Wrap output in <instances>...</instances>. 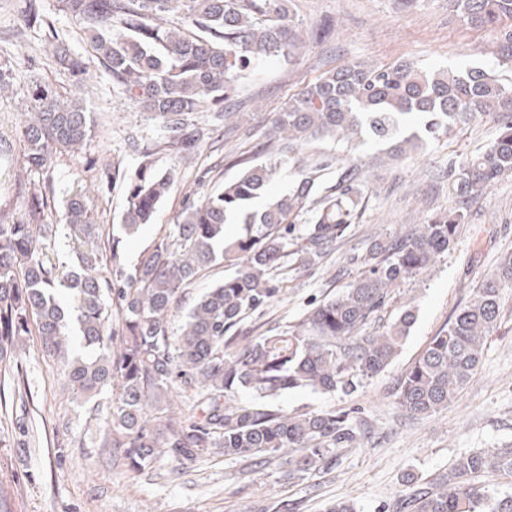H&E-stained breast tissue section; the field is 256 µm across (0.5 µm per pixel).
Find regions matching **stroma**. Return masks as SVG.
<instances>
[{
  "label": "stroma",
  "instance_id": "35a3bbf8",
  "mask_svg": "<svg viewBox=\"0 0 512 512\" xmlns=\"http://www.w3.org/2000/svg\"><path fill=\"white\" fill-rule=\"evenodd\" d=\"M20 5V0H0V50L17 66L12 92L0 93V143L10 148L0 156V220L5 222L25 210L17 178L23 166L18 131L29 106L28 88L37 81L70 87L55 46L61 40L70 49L79 47L77 23L60 11L58 0H41L47 28L57 31V39L48 38L47 28L16 35ZM290 10L305 32L331 21L330 38L307 42L288 60L273 55L260 60L225 102L233 117L194 114L192 121L203 136L190 158L165 151L161 125L127 98L97 61H89L85 98L96 117L92 141L81 153L57 156L46 173L54 188L48 221L60 223L65 194H92L103 172L134 169L139 150L153 151L160 165L174 168L175 181L154 222L118 246L122 263L133 266L166 234L187 202L238 174L231 156L264 160L265 136L293 96L353 59L388 65L408 59L425 70L482 67L512 86V69L499 66L495 57L497 32L467 25L449 0H292ZM495 135L494 122L478 117L397 164L387 159L386 143L369 138L310 144L309 162L327 164L328 176H335L337 166L357 164L364 193L357 220L320 262L287 257L276 275L277 297L246 317L239 335L287 329L314 302L336 294L361 271L372 241L408 232L447 211L453 200L449 160L481 153ZM124 207L123 182L95 196L93 212L103 227V243H111ZM508 251L512 177L468 204L465 226L450 250L406 281L397 299L380 311L382 325L394 320L403 305L416 312L415 324L385 372L348 396L296 390L276 398V405L291 411L356 409L371 426L357 447L338 453L334 468L307 479L289 476L274 454L256 471L214 455L182 468L164 458L150 472L128 473L123 459L100 447L98 429L87 427L58 365L42 357L36 337H28L16 359L0 366V490L7 496L0 512H260L281 498L299 502L300 512H324L336 501L354 504L357 512H396L399 496L407 491L406 475L427 481L447 472L464 454L512 447V298L505 300L500 325L485 341L476 375L448 407L414 420L403 414L394 393L397 379L468 300L467 285L491 274Z\"/></svg>",
  "mask_w": 512,
  "mask_h": 512
}]
</instances>
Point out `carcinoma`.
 Instances as JSON below:
<instances>
[{
	"instance_id": "1",
	"label": "carcinoma",
	"mask_w": 512,
	"mask_h": 512,
	"mask_svg": "<svg viewBox=\"0 0 512 512\" xmlns=\"http://www.w3.org/2000/svg\"><path fill=\"white\" fill-rule=\"evenodd\" d=\"M452 5L470 26L501 33L497 55L512 68V0ZM59 7L79 23L89 56L161 124L167 146L181 156L193 153L202 136L193 114L223 113L224 101L257 60L291 58L302 42L289 0H59ZM42 22L40 0H24L18 32ZM60 58L75 79L86 73L76 54L64 50ZM13 76L12 60L0 55V90ZM29 107L20 131L26 217L0 222V364L12 361L24 337L35 334L78 406L112 389L101 445L117 450L137 475L165 456L180 466L215 454L247 458L258 469L278 453L291 474L333 467L363 428L346 412H290L267 400L295 389L350 395L382 373L415 315L406 308L384 331L369 332L374 315L454 245L467 202L512 175V88L494 74L481 68L426 72L409 61H351L324 73L288 101L265 149L278 155L312 138L348 140L365 130L391 143L389 156L399 158L478 116L491 118L497 134L480 154L449 163L457 201L448 211L427 218L411 235L374 240L364 270L309 309L296 328L243 344L237 326L274 299L281 261L299 254L313 263L346 236L361 202L357 167L336 168L335 182L326 185L323 165H297L288 193L270 197L267 187L281 161L242 158L239 175L186 203L130 270L121 262L119 240L112 239L110 255H103L91 204L72 193L64 201L65 230L84 239L86 248L61 275L52 257L60 227L43 222L47 192L32 176L47 171L57 155L89 146L91 111L80 95L48 83L31 87ZM118 179L126 186L122 230L133 236L154 220L175 170L144 152L134 170L103 175L102 190ZM232 218L242 230L228 236L225 224ZM216 267L233 273L197 296L173 332L171 316L183 288ZM510 296L507 252L399 379L402 412L420 419L455 399L475 375L485 337ZM179 383L197 387L198 399L174 415L169 395ZM241 391L259 402H240ZM494 472H512V448L464 455L427 487L408 478L415 489L400 508L512 512V494L477 482Z\"/></svg>"
}]
</instances>
